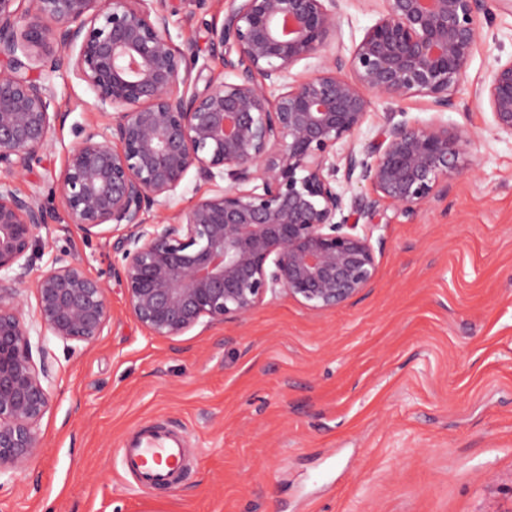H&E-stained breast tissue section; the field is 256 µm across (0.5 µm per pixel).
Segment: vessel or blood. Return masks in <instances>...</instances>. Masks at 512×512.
I'll use <instances>...</instances> for the list:
<instances>
[{"label":"vessel or blood","mask_w":512,"mask_h":512,"mask_svg":"<svg viewBox=\"0 0 512 512\" xmlns=\"http://www.w3.org/2000/svg\"><path fill=\"white\" fill-rule=\"evenodd\" d=\"M186 444L183 433L146 423L125 440L121 464L140 489L172 491L181 484Z\"/></svg>","instance_id":"obj_1"}]
</instances>
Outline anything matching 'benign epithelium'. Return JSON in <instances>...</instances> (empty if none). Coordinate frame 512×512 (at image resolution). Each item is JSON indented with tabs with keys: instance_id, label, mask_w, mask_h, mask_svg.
Wrapping results in <instances>:
<instances>
[{
	"instance_id": "obj_1",
	"label": "benign epithelium",
	"mask_w": 512,
	"mask_h": 512,
	"mask_svg": "<svg viewBox=\"0 0 512 512\" xmlns=\"http://www.w3.org/2000/svg\"><path fill=\"white\" fill-rule=\"evenodd\" d=\"M492 1L377 0L378 19L342 58L330 52L341 0H228L209 26L228 82L193 71L198 46L172 41L169 0H30L25 11L0 0V477L39 451L51 403L18 297L55 211L11 185L65 117L45 76L73 72L111 115L75 130L55 182L68 223L87 237L119 233L112 277L149 334L173 340L242 321L269 294L324 311L373 283L376 251L359 221L443 195L475 171L473 139L441 120L390 121L360 149L356 138L375 98L424 96L439 113L456 105ZM312 57L318 67L291 79ZM475 96L496 135L512 139V56ZM192 172L229 185L149 223ZM34 288L44 332L64 342L103 333L107 288L81 262L56 260Z\"/></svg>"
}]
</instances>
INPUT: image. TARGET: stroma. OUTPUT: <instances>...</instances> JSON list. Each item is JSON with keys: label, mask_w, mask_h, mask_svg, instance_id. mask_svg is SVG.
Here are the masks:
<instances>
[{"label": "stroma", "mask_w": 512, "mask_h": 512, "mask_svg": "<svg viewBox=\"0 0 512 512\" xmlns=\"http://www.w3.org/2000/svg\"><path fill=\"white\" fill-rule=\"evenodd\" d=\"M175 43L193 37L207 74L210 34L171 0ZM482 48L455 109L423 98L375 100L358 137L387 113L442 117L475 137L477 170L413 215L387 207L371 226L379 262L345 305L307 310L267 297L245 321L149 335L110 274L115 234L87 237L52 186L77 126L98 113L72 72L48 83L65 114L52 145L14 187L53 207L33 273L74 257L107 285L110 320L90 343L44 338L52 401L42 446L0 479V512H512V141L495 138L474 95L512 56V12L480 22ZM182 430L191 450L179 489L140 490L119 450L147 421Z\"/></svg>", "instance_id": "1"}]
</instances>
